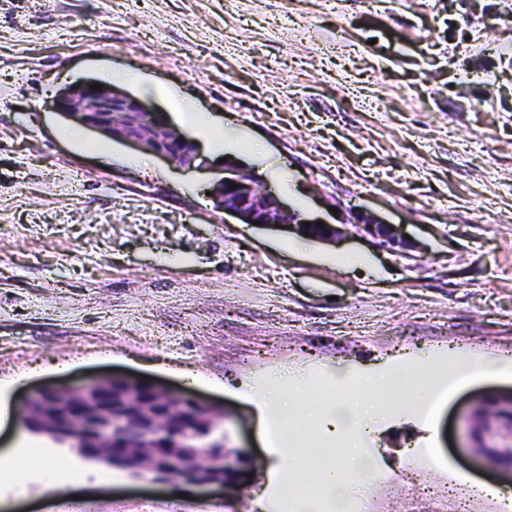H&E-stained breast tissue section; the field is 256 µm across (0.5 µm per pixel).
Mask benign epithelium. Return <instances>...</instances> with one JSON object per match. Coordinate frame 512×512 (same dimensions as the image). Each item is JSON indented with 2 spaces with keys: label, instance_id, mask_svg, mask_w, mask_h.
I'll return each mask as SVG.
<instances>
[{
  "label": "benign epithelium",
  "instance_id": "obj_1",
  "mask_svg": "<svg viewBox=\"0 0 512 512\" xmlns=\"http://www.w3.org/2000/svg\"><path fill=\"white\" fill-rule=\"evenodd\" d=\"M63 113L109 138L128 142L143 152L180 168L199 159V145L181 130L158 123L138 97L119 88L96 91L85 84L60 98ZM214 187L216 207L245 224L301 225L306 218L286 208L243 170L224 167ZM362 227L379 239V246L399 243L397 230L377 218ZM21 412L31 433L65 447L83 459L127 470L134 478H175L198 487L225 483L224 412L212 404L148 384L136 377L110 375L73 386H46L28 392ZM179 448L187 439L201 444L188 456L165 461L157 441Z\"/></svg>",
  "mask_w": 512,
  "mask_h": 512
}]
</instances>
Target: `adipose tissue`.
Instances as JSON below:
<instances>
[{
	"label": "adipose tissue",
	"mask_w": 512,
	"mask_h": 512,
	"mask_svg": "<svg viewBox=\"0 0 512 512\" xmlns=\"http://www.w3.org/2000/svg\"><path fill=\"white\" fill-rule=\"evenodd\" d=\"M499 369V362L494 360L455 356L444 366L429 364L414 369L409 374L407 391L396 392L395 397L399 406L414 408L431 398L435 386L446 374L461 371L476 380L496 375ZM289 378L285 370L269 377L256 402L265 421L280 426V460L269 467L267 482L275 491L294 494L299 512H316V503L322 499L329 502L332 512H349L353 502L367 492V477L372 468L368 449H346L345 463L328 465L318 483L295 488L296 457L291 449L294 433L289 422L303 408L312 419L311 439L316 443L329 445L340 437H362L372 430L376 418L384 412L381 401L374 399L370 391L389 383L390 378L363 376L338 368L330 374L327 397L308 400L302 407L286 395Z\"/></svg>",
	"instance_id": "adipose-tissue-1"
}]
</instances>
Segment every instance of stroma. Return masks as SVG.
Wrapping results in <instances>:
<instances>
[{"label":"stroma","instance_id":"35a3bbf8","mask_svg":"<svg viewBox=\"0 0 512 512\" xmlns=\"http://www.w3.org/2000/svg\"><path fill=\"white\" fill-rule=\"evenodd\" d=\"M137 72L163 122L192 103L261 154L183 172L97 133L75 142L69 81ZM177 90L179 100L168 97ZM259 178L333 238L245 224L206 190L222 161ZM194 223H184V215ZM395 227L387 250L356 228ZM362 257L359 266L329 260ZM506 373L455 381L417 412L389 406L354 512H458L454 474L493 482L467 512H512V472L461 435L512 397V0H0V398L127 374L223 410L220 490L135 479L23 433L21 448L79 479L54 492L32 467L0 488L18 512H257L278 438L245 390L296 369L322 391L345 368L443 363ZM25 376L17 385V376Z\"/></svg>","mask_w":512,"mask_h":512}]
</instances>
